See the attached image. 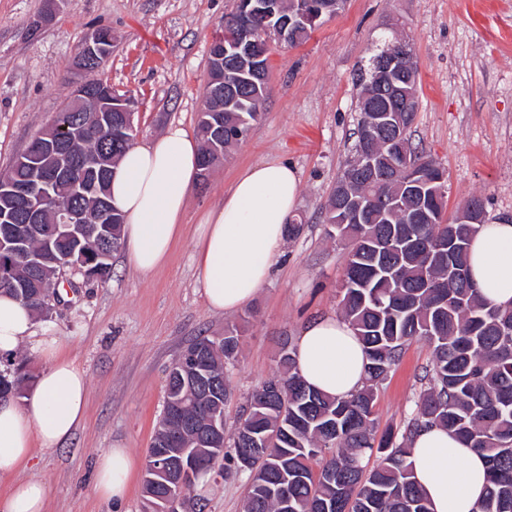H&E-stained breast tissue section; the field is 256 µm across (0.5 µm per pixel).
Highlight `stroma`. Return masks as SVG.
<instances>
[{
    "instance_id": "35a3bbf8",
    "label": "stroma",
    "mask_w": 512,
    "mask_h": 512,
    "mask_svg": "<svg viewBox=\"0 0 512 512\" xmlns=\"http://www.w3.org/2000/svg\"><path fill=\"white\" fill-rule=\"evenodd\" d=\"M236 0H0V175L65 105L79 75L84 37L112 32L101 75L136 104L135 141L169 125L196 133L209 48ZM412 48L420 76L412 138L446 172L448 215L472 197L486 223L512 219V0H344L302 44L271 47L270 94L248 137L209 177L193 185L185 229L170 261L143 275L123 253L104 281L72 275L36 317L84 368L86 417L60 448L37 453L20 478L49 487L46 512H143L142 478L121 503L95 489L100 453L122 444L138 462L163 409L166 373L199 336L239 329L240 352L226 381L224 434L238 427L247 397L272 378L285 343L309 321L338 311L346 249L328 233L325 205L354 142L358 79L385 39ZM283 161L299 178V237L286 239L269 281L232 313L212 312L197 281L194 228L219 205L248 165ZM431 360L422 339L408 343L377 389L375 430L401 435L416 409ZM248 475L212 472L193 487L197 512H243Z\"/></svg>"
}]
</instances>
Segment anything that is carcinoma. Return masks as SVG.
Returning <instances> with one entry per match:
<instances>
[{
  "label": "carcinoma",
  "mask_w": 512,
  "mask_h": 512,
  "mask_svg": "<svg viewBox=\"0 0 512 512\" xmlns=\"http://www.w3.org/2000/svg\"><path fill=\"white\" fill-rule=\"evenodd\" d=\"M314 30L296 20L289 40L303 42ZM252 57L269 70L268 47L260 34ZM401 89L418 99V68L395 75ZM374 63L361 76L360 119L353 155L339 170L325 212V223L346 246L340 316L362 342L367 357L366 382L347 399L309 388L294 371L292 352L280 357L281 371L247 398L243 419L233 438V453H213L209 431L214 416H224L231 397L220 379L235 362L240 342L237 327L224 331V341L203 337L191 343L168 374L167 398L184 404V422L164 414L156 429L148 466L159 462L158 450L174 434L198 458L213 466L237 463L238 451L250 435L266 438L265 451L248 469L250 487L245 512H282L281 497L292 512H321L336 502V512H430L427 499L407 464L413 434L426 425L452 430L464 443L487 454L489 484L481 512H512V308L481 301L468 274V245L479 225L445 218V183L412 187L426 163L437 162L417 151L411 139L414 119L391 97L376 89ZM268 82L242 80L224 91L219 129L224 154L210 155L214 166L249 134L261 115ZM103 109L96 93H88L77 112H58L54 128L79 117L87 132L72 143L75 181L97 177V161L107 153L122 156L132 145L109 138L98 119ZM217 129V130H219ZM217 130L197 123L198 161ZM52 207H82L94 218L96 208L70 194L63 185L52 192ZM24 241L32 265L8 249H0V289L11 292L36 314H44L42 292L50 290L57 261L85 252L95 259L94 278L112 273V255L121 247L122 225L91 224L75 241L56 224H33ZM424 339L432 347L425 368L417 413L402 440L374 434L376 391L396 365L407 342ZM23 364L0 373V393L17 398L25 390ZM379 454L368 470L365 458ZM319 463V470L313 464Z\"/></svg>",
  "instance_id": "cac0c4a2"
}]
</instances>
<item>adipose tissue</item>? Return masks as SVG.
Segmentation results:
<instances>
[{"instance_id":"obj_1","label":"adipose tissue","mask_w":512,"mask_h":512,"mask_svg":"<svg viewBox=\"0 0 512 512\" xmlns=\"http://www.w3.org/2000/svg\"><path fill=\"white\" fill-rule=\"evenodd\" d=\"M198 142L179 125L145 145L131 147L110 181L113 205L123 214L126 261L141 274L163 266L176 242L189 191L196 181ZM299 180L282 162L243 170L198 226L193 253L196 275L212 311L229 313L250 303L267 281L280 253L286 220L297 203ZM470 275L490 305L512 306V221L481 225L469 245ZM46 359L24 405L0 404V482H9L0 512H45L48 485L19 479L33 449L59 448L85 416L87 382L75 359L65 356L57 337L35 331L33 312L0 292V355L23 342ZM294 368L306 383L333 397L359 390L366 375L361 342L342 318L313 319L294 340ZM431 512H476L487 485V463L445 428H420L407 458ZM136 462L113 446L98 457L94 481L99 495L125 498Z\"/></svg>"}]
</instances>
